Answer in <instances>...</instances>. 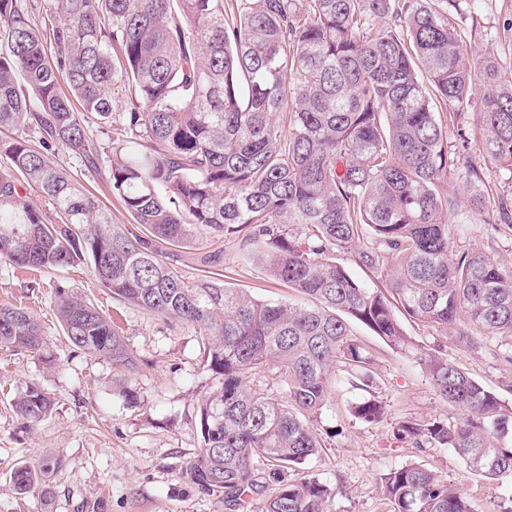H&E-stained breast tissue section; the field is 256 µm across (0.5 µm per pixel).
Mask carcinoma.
<instances>
[{
    "mask_svg": "<svg viewBox=\"0 0 512 512\" xmlns=\"http://www.w3.org/2000/svg\"><path fill=\"white\" fill-rule=\"evenodd\" d=\"M460 0H0V260L20 268L90 265L112 298L196 329L214 389L197 408L202 446L185 476L224 493L230 512H328L330 484L288 479L319 452L300 414L320 409L342 366L367 384L370 360L350 335L355 320L414 358L435 393L461 411L450 425L407 419L396 430L417 448H450L469 469L512 479V407L448 362L440 346L415 344L399 316L475 344L512 340V267L481 251H451L450 175L464 179L469 208L487 210L491 172L512 177V73L494 57L470 63L450 18ZM55 20L52 53L33 24ZM66 85L68 93L61 91ZM130 99L112 148L110 185L148 234L111 222L97 199L32 147H66L85 166L98 152L86 123L107 124L115 94ZM461 124L482 116L479 152L458 129L448 144L433 103ZM33 185L50 202L31 203ZM494 223L512 224L498 196ZM239 238L244 260L308 299L261 302L218 279L188 282L158 243L196 246ZM385 279L366 288L336 253ZM56 312L77 348L124 372L137 361L93 304L59 296ZM37 319L0 307V346L38 353ZM278 371L279 401L249 387ZM44 389L14 400L33 423L51 410ZM378 423L376 398L352 406ZM273 466L265 492L262 467ZM63 466L55 457L15 469L18 494ZM393 512H482L433 471L409 464L381 478Z\"/></svg>",
    "mask_w": 512,
    "mask_h": 512,
    "instance_id": "obj_1",
    "label": "carcinoma"
}]
</instances>
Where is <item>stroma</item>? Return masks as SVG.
Segmentation results:
<instances>
[{
	"mask_svg": "<svg viewBox=\"0 0 512 512\" xmlns=\"http://www.w3.org/2000/svg\"><path fill=\"white\" fill-rule=\"evenodd\" d=\"M456 26L471 59L495 57L512 71V0H463ZM100 164L85 168L65 147L51 150L53 161L77 178L99 200L113 223L135 227L109 183V160L115 127L88 123ZM455 213L465 224L453 250H479L512 266V224L493 223L492 212L465 208L466 186L456 185ZM224 265L208 267L201 248L161 244L164 256H176L187 281L216 276L226 286L269 302H301L302 297L268 277L257 265L241 261L236 237L220 240ZM92 302L115 323L139 360L137 369L116 386L109 360L69 344L56 317L59 293ZM0 306L21 307L39 321L46 338L42 353H18L0 347V512H225L222 493H203L184 472L201 448L195 419L197 406L212 389L203 348L192 325L154 315L113 300L89 265L20 270L0 262ZM351 330L369 357L368 389L331 383L324 406L306 414L316 435L318 454L300 465L298 475L334 486L330 512H392L380 479L393 468L418 463L457 486L484 512L512 496V480L486 478L468 469L447 448H415L397 438V425L409 418L455 421L458 408L440 399L425 372L404 353L393 350L365 326ZM501 339L482 338L479 347L446 343L449 362L494 390L512 406V367L492 353L504 349ZM48 392L54 405L40 421L23 425L10 403L27 385ZM134 393L136 404L126 395ZM373 395L382 401L380 423L368 424L351 412L353 403ZM58 457L62 469L48 486L18 495L10 476L20 466Z\"/></svg>",
	"mask_w": 512,
	"mask_h": 512,
	"instance_id": "35a3bbf8",
	"label": "stroma"
}]
</instances>
